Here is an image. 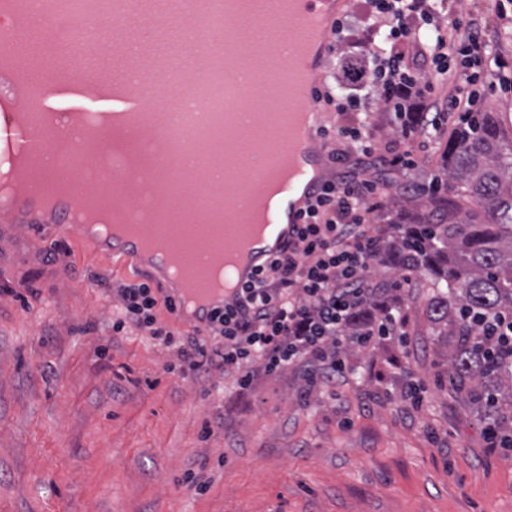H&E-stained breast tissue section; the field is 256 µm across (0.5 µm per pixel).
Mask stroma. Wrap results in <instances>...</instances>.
<instances>
[{
  "mask_svg": "<svg viewBox=\"0 0 512 512\" xmlns=\"http://www.w3.org/2000/svg\"><path fill=\"white\" fill-rule=\"evenodd\" d=\"M493 53L512 26L489 0H454ZM0 235V512H512V447L460 390L426 312L402 291L405 345L349 347L335 387L305 365L258 377L190 372L175 351L113 333L98 278L148 273L59 236ZM412 377L415 407L401 391Z\"/></svg>",
  "mask_w": 512,
  "mask_h": 512,
  "instance_id": "35a3bbf8",
  "label": "stroma"
}]
</instances>
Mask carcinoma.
<instances>
[{
    "label": "carcinoma",
    "instance_id": "carcinoma-1",
    "mask_svg": "<svg viewBox=\"0 0 512 512\" xmlns=\"http://www.w3.org/2000/svg\"><path fill=\"white\" fill-rule=\"evenodd\" d=\"M503 144L487 112L448 140L447 194L429 195L414 212L406 209L409 198H398L412 228L388 254L394 267L430 280V319L446 337L461 386L487 415L497 412L500 383L512 379V361L499 357L496 338L485 337L481 347L473 341L483 313L512 309V156Z\"/></svg>",
    "mask_w": 512,
    "mask_h": 512
}]
</instances>
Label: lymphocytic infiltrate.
<instances>
[{
	"label": "lymphocytic infiltrate",
	"mask_w": 512,
	"mask_h": 512,
	"mask_svg": "<svg viewBox=\"0 0 512 512\" xmlns=\"http://www.w3.org/2000/svg\"><path fill=\"white\" fill-rule=\"evenodd\" d=\"M489 46L474 19L451 17L448 0H368L361 15H346L333 31L325 60L320 106L341 117L324 136L328 159L338 165L309 201L296 240L273 258L238 298L210 317L207 338L178 341L160 317L173 311L171 299H158L149 284L118 282L114 332L132 326L165 346L176 347L189 370L238 375L249 389L260 373L308 361L313 383L333 384L343 373L347 344L370 348L404 341L407 314L382 307L363 320L376 299L415 285L413 276L371 282L368 271L385 249V232L376 220L384 211L390 185L386 170L415 171L422 153L441 128L445 113L469 116L481 111L478 79L450 71L459 54L482 62ZM351 93H340L345 81ZM448 90L445 98L436 88ZM421 101L413 129L378 139L370 122L373 109L402 113L411 98ZM359 320L356 333L345 330Z\"/></svg>",
	"instance_id": "lymphocytic-infiltrate-1"
}]
</instances>
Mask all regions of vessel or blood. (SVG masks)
I'll return each mask as SVG.
<instances>
[{"mask_svg":"<svg viewBox=\"0 0 512 512\" xmlns=\"http://www.w3.org/2000/svg\"><path fill=\"white\" fill-rule=\"evenodd\" d=\"M225 0H0V153L7 151L33 161L52 156L63 170L74 169L75 139L103 136L113 125L155 116L154 100L142 88L163 83L210 113L216 125L235 110L242 95L227 94L215 104L211 90L223 77L222 62L204 66L195 61L178 38L198 31L202 37H218L224 27ZM144 17L147 32L122 31L127 15ZM116 20L108 61H100L92 77H84L83 58L98 57L96 24ZM50 63L46 82L22 81L26 66ZM91 113L90 122L79 119ZM54 124L60 131L54 143L35 132L36 124ZM39 194L25 193L16 201L17 223H27L39 212ZM301 209H293L287 229L272 250L264 252L248 269L254 278L271 257L281 254L297 234Z\"/></svg>","mask_w":512,"mask_h":512,"instance_id":"vessel-or-blood-1","label":"vessel or blood"}]
</instances>
